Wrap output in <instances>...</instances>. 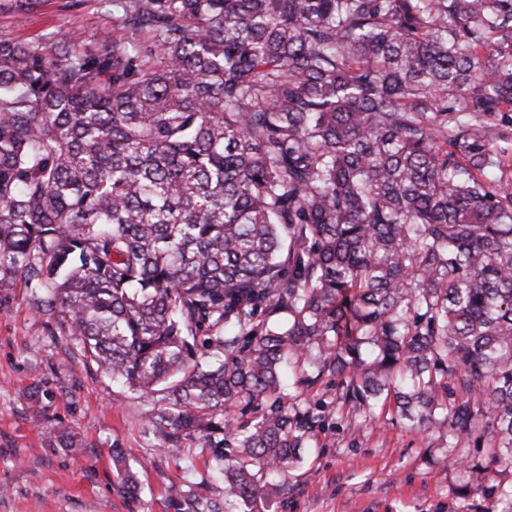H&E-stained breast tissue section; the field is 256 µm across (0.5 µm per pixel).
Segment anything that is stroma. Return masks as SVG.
Listing matches in <instances>:
<instances>
[{"mask_svg":"<svg viewBox=\"0 0 512 512\" xmlns=\"http://www.w3.org/2000/svg\"><path fill=\"white\" fill-rule=\"evenodd\" d=\"M112 31V0H43L27 18L0 13V39L93 48ZM324 401L318 446L287 474L288 490L265 512H490L482 495L461 498V460L488 464L486 448L449 447L445 431H410L401 421H350L336 407V387L319 382ZM42 408L81 441L75 457L47 441L32 416ZM152 404L140 393L86 370L66 344L53 343L32 295L15 288L0 298V512H186L177 491L201 493L212 478L213 449L187 442L162 447L148 421ZM123 452L142 486L123 494L112 462Z\"/></svg>","mask_w":512,"mask_h":512,"instance_id":"35a3bbf8","label":"stroma"}]
</instances>
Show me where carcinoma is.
Segmentation results:
<instances>
[{"label":"carcinoma","instance_id":"obj_1","mask_svg":"<svg viewBox=\"0 0 512 512\" xmlns=\"http://www.w3.org/2000/svg\"><path fill=\"white\" fill-rule=\"evenodd\" d=\"M112 4L90 50L0 39V294L167 447L234 449L240 512L284 493L323 422L287 389L325 378L487 442L456 494L512 512V0Z\"/></svg>","mask_w":512,"mask_h":512}]
</instances>
